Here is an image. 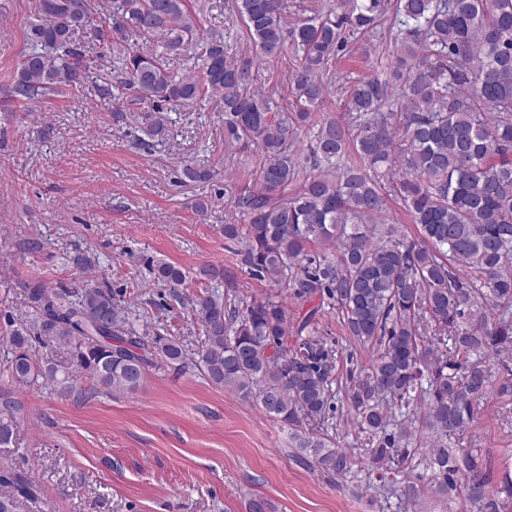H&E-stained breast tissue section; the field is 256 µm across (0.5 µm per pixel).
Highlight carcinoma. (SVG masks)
<instances>
[{
	"instance_id": "obj_1",
	"label": "carcinoma",
	"mask_w": 512,
	"mask_h": 512,
	"mask_svg": "<svg viewBox=\"0 0 512 512\" xmlns=\"http://www.w3.org/2000/svg\"><path fill=\"white\" fill-rule=\"evenodd\" d=\"M239 9L259 60L294 46L296 111H273L253 89L252 63L231 60L223 37L200 36L189 0H40L11 97L28 103L79 80L93 59L77 35L95 16L157 42L159 52L123 57L126 106L217 104L225 142L260 153L258 188L238 197L249 224L224 225V237L244 240L237 255L249 272L318 305L291 324L270 298L197 294L191 306L204 341L189 358L172 336L134 331L110 289L87 285L66 300L37 284L31 298L41 331L70 349L74 370L37 359L17 329L12 382L43 379L68 395L83 380L93 393L125 395L150 371L180 370L189 360L212 385L288 425L296 458L339 476L354 461L323 433L338 400V356L315 322L327 305L371 349L345 398L374 444L385 493L402 490L416 504V486L399 488L387 474L418 457L435 493L462 495L463 512H502L512 506V477L492 484L481 449L454 444L488 395L512 403V0H336L311 15L304 0H239ZM387 21L389 77L351 82L348 121L315 119L349 38ZM192 44L200 46L197 70L170 68L167 55ZM306 123L317 127L312 171L290 193L300 173L293 144ZM390 200L401 202L419 239L386 222ZM314 243H331L334 253L313 254ZM156 276L173 289L185 280L170 264ZM1 397L0 445L11 441L21 411L12 390L0 389ZM412 404V416L396 421ZM0 485L35 496L11 469H0Z\"/></svg>"
}]
</instances>
